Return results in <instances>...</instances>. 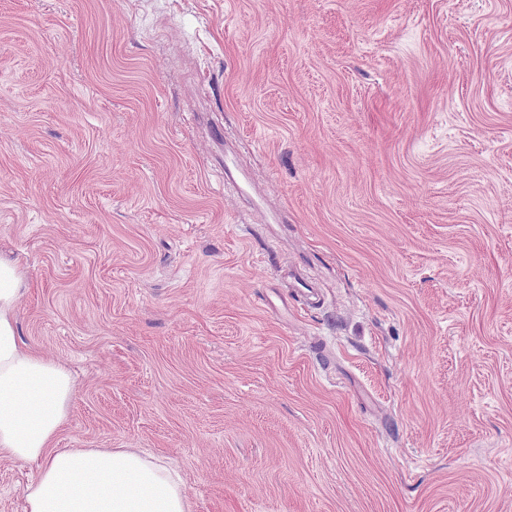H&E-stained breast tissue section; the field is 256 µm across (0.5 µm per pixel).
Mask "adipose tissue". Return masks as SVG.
<instances>
[{"mask_svg":"<svg viewBox=\"0 0 512 512\" xmlns=\"http://www.w3.org/2000/svg\"><path fill=\"white\" fill-rule=\"evenodd\" d=\"M25 275L0 258V456L36 466L26 512H191L169 462L132 448L55 451L74 396L59 361L21 345L15 310Z\"/></svg>","mask_w":512,"mask_h":512,"instance_id":"1","label":"adipose tissue"}]
</instances>
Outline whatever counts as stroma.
I'll use <instances>...</instances> for the list:
<instances>
[{"label":"stroma","instance_id":"obj_1","mask_svg":"<svg viewBox=\"0 0 512 512\" xmlns=\"http://www.w3.org/2000/svg\"><path fill=\"white\" fill-rule=\"evenodd\" d=\"M0 255L56 450L193 512H512V0H0Z\"/></svg>","mask_w":512,"mask_h":512}]
</instances>
